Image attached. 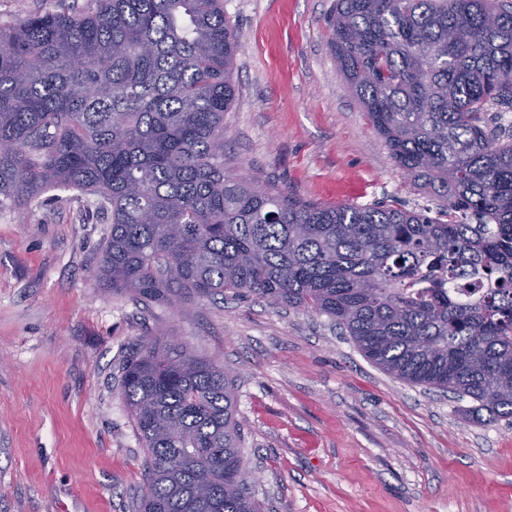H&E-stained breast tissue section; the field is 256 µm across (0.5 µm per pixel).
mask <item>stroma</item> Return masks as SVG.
Listing matches in <instances>:
<instances>
[{
  "label": "stroma",
  "instance_id": "stroma-1",
  "mask_svg": "<svg viewBox=\"0 0 512 512\" xmlns=\"http://www.w3.org/2000/svg\"><path fill=\"white\" fill-rule=\"evenodd\" d=\"M336 0H224L241 50L224 161L327 204L436 209L342 81ZM95 199L0 211V512H137L145 450L121 395L136 344L178 338L235 378L263 512H512V425L394 378L326 316L251 297L137 305L100 288Z\"/></svg>",
  "mask_w": 512,
  "mask_h": 512
}]
</instances>
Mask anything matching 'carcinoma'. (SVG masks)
Returning a JSON list of instances; mask_svg holds the SVG:
<instances>
[{"label":"carcinoma","instance_id":"obj_1","mask_svg":"<svg viewBox=\"0 0 512 512\" xmlns=\"http://www.w3.org/2000/svg\"><path fill=\"white\" fill-rule=\"evenodd\" d=\"M340 76L397 166L441 201L321 205L224 167L238 86L224 0H90L0 23V210L67 189L109 225L96 277L147 304L247 295L334 320L376 367L512 419V11L336 0ZM122 396L140 512H260L234 380L146 341Z\"/></svg>","mask_w":512,"mask_h":512}]
</instances>
